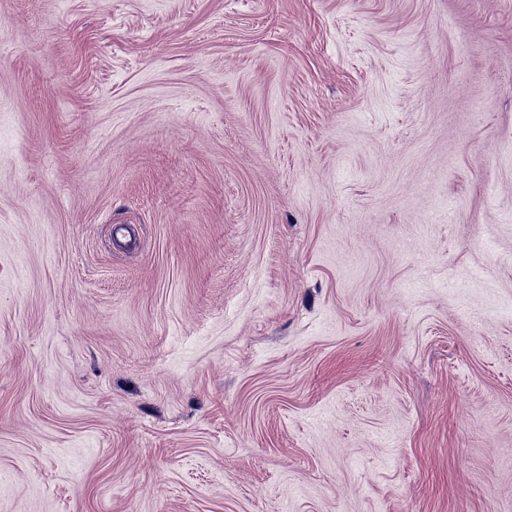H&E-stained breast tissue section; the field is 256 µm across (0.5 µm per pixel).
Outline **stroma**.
I'll return each instance as SVG.
<instances>
[{"instance_id":"obj_1","label":"stroma","mask_w":512,"mask_h":512,"mask_svg":"<svg viewBox=\"0 0 512 512\" xmlns=\"http://www.w3.org/2000/svg\"><path fill=\"white\" fill-rule=\"evenodd\" d=\"M0 512H512V0H0Z\"/></svg>"}]
</instances>
